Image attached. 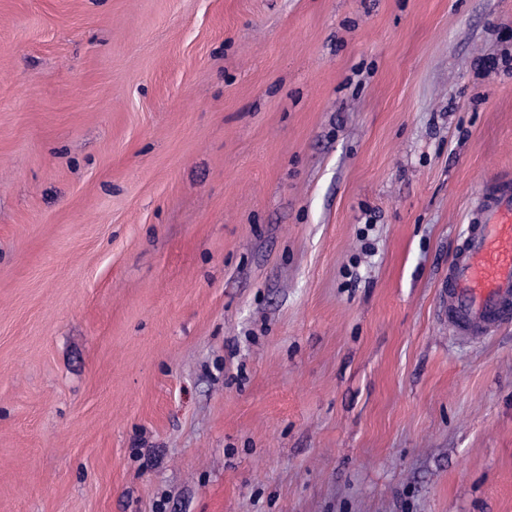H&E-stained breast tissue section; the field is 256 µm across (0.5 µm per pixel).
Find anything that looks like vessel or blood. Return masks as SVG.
Wrapping results in <instances>:
<instances>
[{"label": "vessel or blood", "instance_id": "vessel-or-blood-1", "mask_svg": "<svg viewBox=\"0 0 512 512\" xmlns=\"http://www.w3.org/2000/svg\"><path fill=\"white\" fill-rule=\"evenodd\" d=\"M481 223L470 225L442 284L443 314L464 338L512 322V181L484 198Z\"/></svg>", "mask_w": 512, "mask_h": 512}]
</instances>
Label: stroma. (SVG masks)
I'll use <instances>...</instances> for the list:
<instances>
[{
	"mask_svg": "<svg viewBox=\"0 0 512 512\" xmlns=\"http://www.w3.org/2000/svg\"><path fill=\"white\" fill-rule=\"evenodd\" d=\"M503 176L512 0H0V512H512ZM480 224L468 227L442 283L443 314L461 337L487 336L512 320V183L498 187L482 204ZM447 300V305H446Z\"/></svg>",
	"mask_w": 512,
	"mask_h": 512,
	"instance_id": "35a3bbf8",
	"label": "stroma"
}]
</instances>
